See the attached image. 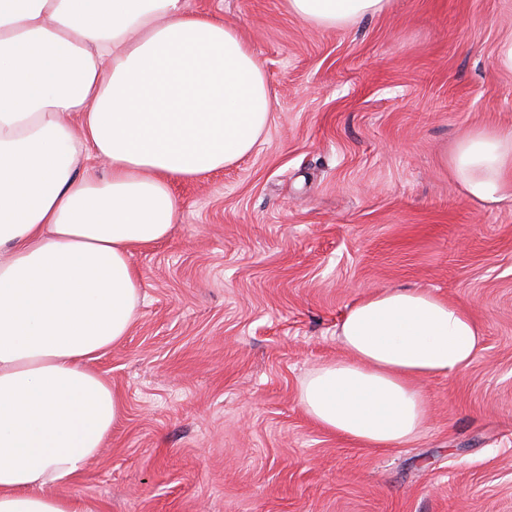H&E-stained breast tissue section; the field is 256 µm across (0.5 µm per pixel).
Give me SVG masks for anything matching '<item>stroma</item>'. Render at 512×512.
Segmentation results:
<instances>
[{
	"mask_svg": "<svg viewBox=\"0 0 512 512\" xmlns=\"http://www.w3.org/2000/svg\"><path fill=\"white\" fill-rule=\"evenodd\" d=\"M186 7L242 33L274 116L250 154L175 183L177 223L133 252L143 305L91 364L122 414L60 494L92 512H512V196L468 201L446 163L472 129H512V0H389L336 30L286 0ZM382 288L451 300L485 339L423 381L418 439L367 448L299 393Z\"/></svg>",
	"mask_w": 512,
	"mask_h": 512,
	"instance_id": "stroma-1",
	"label": "stroma"
}]
</instances>
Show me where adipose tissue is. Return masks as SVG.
<instances>
[{
  "label": "adipose tissue",
  "instance_id": "1",
  "mask_svg": "<svg viewBox=\"0 0 512 512\" xmlns=\"http://www.w3.org/2000/svg\"><path fill=\"white\" fill-rule=\"evenodd\" d=\"M388 0H288L315 29ZM262 63L233 26L185 0H0V512H91L57 494L99 455L121 404L87 363L143 303L134 248L164 239L174 183L249 154L273 118ZM473 202L512 191V131L470 132L450 157ZM348 357L303 382L323 428L370 448L415 440L421 382L483 343L462 306L417 288L357 299Z\"/></svg>",
  "mask_w": 512,
  "mask_h": 512
}]
</instances>
